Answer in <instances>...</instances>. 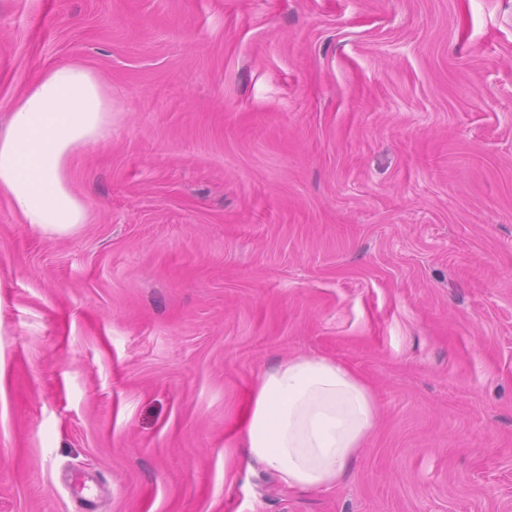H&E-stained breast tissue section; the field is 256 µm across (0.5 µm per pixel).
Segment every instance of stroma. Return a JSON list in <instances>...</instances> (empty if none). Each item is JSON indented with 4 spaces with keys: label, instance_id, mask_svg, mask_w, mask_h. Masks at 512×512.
Returning a JSON list of instances; mask_svg holds the SVG:
<instances>
[{
    "label": "stroma",
    "instance_id": "stroma-1",
    "mask_svg": "<svg viewBox=\"0 0 512 512\" xmlns=\"http://www.w3.org/2000/svg\"><path fill=\"white\" fill-rule=\"evenodd\" d=\"M75 61L87 223L0 199V512H512V0H0V126ZM298 355L372 391L349 474L225 473Z\"/></svg>",
    "mask_w": 512,
    "mask_h": 512
}]
</instances>
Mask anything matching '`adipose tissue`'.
Listing matches in <instances>:
<instances>
[{
  "instance_id": "obj_1",
  "label": "adipose tissue",
  "mask_w": 512,
  "mask_h": 512,
  "mask_svg": "<svg viewBox=\"0 0 512 512\" xmlns=\"http://www.w3.org/2000/svg\"><path fill=\"white\" fill-rule=\"evenodd\" d=\"M111 125L112 97L96 72L79 62L46 69L0 127V198L44 232L74 231L88 210L70 184V157ZM377 417L370 388L349 368L292 358L260 379L239 444L224 456L274 472L292 490L329 488L343 481Z\"/></svg>"
}]
</instances>
